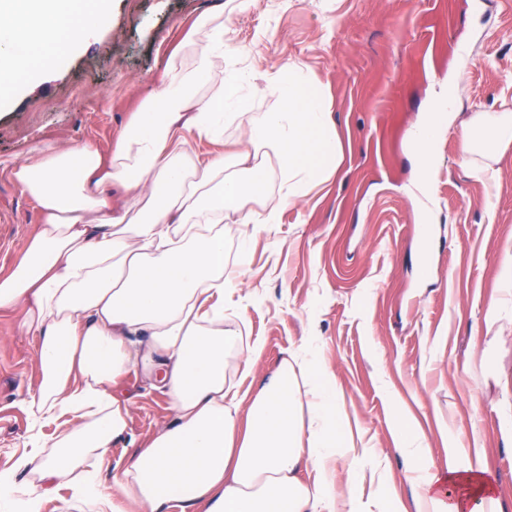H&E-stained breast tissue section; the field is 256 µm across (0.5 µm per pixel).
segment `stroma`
<instances>
[{"label": "stroma", "instance_id": "obj_1", "mask_svg": "<svg viewBox=\"0 0 512 512\" xmlns=\"http://www.w3.org/2000/svg\"><path fill=\"white\" fill-rule=\"evenodd\" d=\"M112 3L109 28L0 112V162L44 144L109 149L196 16L223 4L231 44H264L233 70L307 62L333 98L343 145L336 180L249 242L236 321L263 352L239 377L241 396H254L317 336L357 445L381 452L386 488L420 494L422 466L445 470L449 449L462 448L483 455L512 512V309L495 326L485 322L512 253V144L499 150L491 186L469 175L461 155L463 121L512 109V0H252L242 11L231 0ZM457 72L459 116L435 147L424 243L406 139ZM39 222L27 194L1 174L0 268ZM17 324L16 314L0 316V471L26 450L23 401L38 383L36 344ZM123 389L134 399L130 437L109 448V471L170 420L163 396L142 394L136 376ZM400 419L424 435L425 465L398 448Z\"/></svg>", "mask_w": 512, "mask_h": 512}]
</instances>
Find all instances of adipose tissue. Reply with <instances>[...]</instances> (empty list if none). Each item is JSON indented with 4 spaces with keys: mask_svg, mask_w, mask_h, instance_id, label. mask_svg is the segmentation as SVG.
I'll return each instance as SVG.
<instances>
[{
    "mask_svg": "<svg viewBox=\"0 0 512 512\" xmlns=\"http://www.w3.org/2000/svg\"><path fill=\"white\" fill-rule=\"evenodd\" d=\"M111 9V0H0V108L41 80L36 57L60 67L109 25ZM238 54L223 9L204 12L111 148L51 145L0 168L42 216L0 272V314L18 312L39 370L24 403L29 450L0 472V512H39L62 489L98 512H472L474 502L503 512L482 457L463 463L453 452L445 471L425 474L413 506L388 492L364 495L378 451L354 444L315 338L250 402L239 399L235 378L263 346L225 317L224 299L237 291L255 232L321 194L343 148L332 100L306 62L238 77L228 93L224 63ZM253 96L269 109L248 111ZM455 109L445 98L411 132V145H427L421 191L434 179L430 146ZM509 144L511 111L477 112L463 125L473 174L490 175ZM228 219L239 232L233 263L224 258ZM132 375L165 398L171 419L107 486V450L130 435L133 401L118 388ZM335 458L349 474L342 490Z\"/></svg>",
    "mask_w": 512,
    "mask_h": 512,
    "instance_id": "1",
    "label": "adipose tissue"
}]
</instances>
